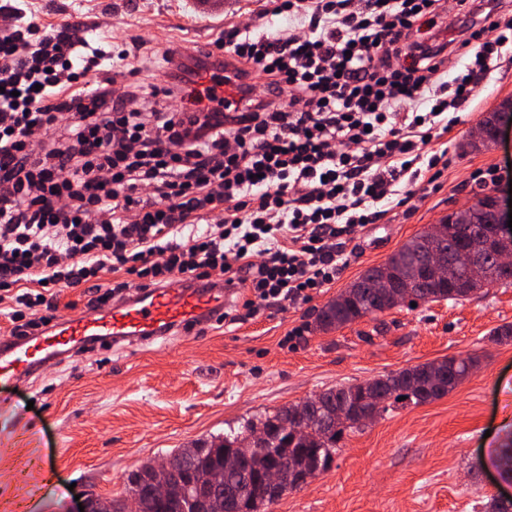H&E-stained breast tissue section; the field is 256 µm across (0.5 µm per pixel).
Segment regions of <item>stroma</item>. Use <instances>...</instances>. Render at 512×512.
Masks as SVG:
<instances>
[{
	"mask_svg": "<svg viewBox=\"0 0 512 512\" xmlns=\"http://www.w3.org/2000/svg\"><path fill=\"white\" fill-rule=\"evenodd\" d=\"M266 0H26L43 24L77 39L143 41L139 82L163 85L166 50L204 47L234 17ZM512 99V54L479 88L463 123L438 140L448 167L432 187L394 208L347 244L348 263L309 302L178 336L165 345L95 351L46 365L27 382L0 383V512H76L86 494L126 496L135 466L188 442L224 433L242 419L297 404L446 357L472 356V373L441 399L398 407L347 433L331 469L284 495L269 512H484L512 493L488 454L512 438V341H491L512 324V285L453 303L408 304L329 333L316 311L369 267L477 194L512 188V131L479 151L467 143L489 112ZM494 170L493 179L475 178ZM303 327L304 334L288 340Z\"/></svg>",
	"mask_w": 512,
	"mask_h": 512,
	"instance_id": "35a3bbf8",
	"label": "stroma"
}]
</instances>
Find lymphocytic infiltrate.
<instances>
[{"label": "lymphocytic infiltrate", "mask_w": 512, "mask_h": 512, "mask_svg": "<svg viewBox=\"0 0 512 512\" xmlns=\"http://www.w3.org/2000/svg\"><path fill=\"white\" fill-rule=\"evenodd\" d=\"M450 9L458 36L418 42ZM0 13V303L14 336L47 324L58 287L86 283L94 308L216 271L250 318L308 301L382 202L433 184L448 163L435 141L512 49L502 0H269L216 42L262 79L227 110L186 63L161 88L123 83L125 51ZM282 15L291 26L274 25Z\"/></svg>", "instance_id": "obj_1"}]
</instances>
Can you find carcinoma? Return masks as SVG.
Instances as JSON below:
<instances>
[{
  "mask_svg": "<svg viewBox=\"0 0 512 512\" xmlns=\"http://www.w3.org/2000/svg\"><path fill=\"white\" fill-rule=\"evenodd\" d=\"M480 197L471 206L442 218L449 233L431 239L424 233L406 241L388 257L384 269L394 280L419 273L423 257L433 248L457 252L466 248L483 233ZM504 244L497 241L486 252L485 268L480 276H462V281L448 283L432 277L422 280L411 301L455 303L481 291L482 279L499 284H512V269L499 267L495 260ZM377 266L367 268L339 295L317 310L315 329L329 332L365 317L375 318L394 308L375 282ZM471 359L445 358L402 369L361 383L328 388L314 396L317 404L308 412L309 430L291 434L286 423L296 405L283 406L259 418L245 421L228 433L199 439L170 453L171 468L176 475L168 480L162 498L154 496L151 487L156 478L154 463L147 462L127 475L128 496L104 499V512H200L198 491L194 483L212 470L224 473L223 483L207 488L218 500L223 512H265L285 494L295 490L298 479L321 475L333 463L336 444L348 430L358 428L351 418L352 409L360 403L381 416L401 396L414 404L442 398L461 384L471 373ZM491 464L506 481L512 480V443L490 458ZM276 468L280 472L277 489L264 484L262 476Z\"/></svg>",
  "mask_w": 512,
  "mask_h": 512,
  "instance_id": "carcinoma-1",
  "label": "carcinoma"
}]
</instances>
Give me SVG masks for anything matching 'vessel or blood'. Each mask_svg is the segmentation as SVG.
I'll list each match as a JSON object with an SVG mask.
<instances>
[{"label": "vessel or blood", "instance_id": "vessel-or-blood-1", "mask_svg": "<svg viewBox=\"0 0 512 512\" xmlns=\"http://www.w3.org/2000/svg\"><path fill=\"white\" fill-rule=\"evenodd\" d=\"M224 72L231 78L221 89L225 103L243 107L241 87L248 83V76L235 75L230 65ZM234 294V288L222 281L178 278L113 301L107 310L88 308L77 315L55 318L37 335L0 340V382L29 380L64 353L105 344L115 349L150 346L161 339L187 335L223 320Z\"/></svg>", "mask_w": 512, "mask_h": 512}]
</instances>
